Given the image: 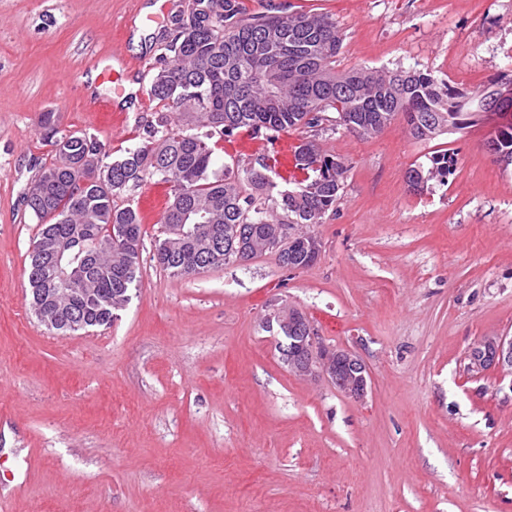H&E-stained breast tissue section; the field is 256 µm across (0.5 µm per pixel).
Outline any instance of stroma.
Returning a JSON list of instances; mask_svg holds the SVG:
<instances>
[{"mask_svg":"<svg viewBox=\"0 0 512 512\" xmlns=\"http://www.w3.org/2000/svg\"><path fill=\"white\" fill-rule=\"evenodd\" d=\"M0 0V474L5 512H512V374L467 372L471 346L512 336V169L478 125L414 140L404 116L378 136L317 140L349 166L337 212L313 231L317 262L276 253L176 278L153 258L165 186L117 198L142 218L136 288L113 324L48 332L27 291L39 226L23 192L55 160L41 113L112 156L144 145L163 38L189 0ZM332 16L337 70L414 68L473 89L512 78V0H239ZM145 73L99 112L78 85L102 56ZM279 139L239 131L220 161L271 156ZM454 152L446 182L410 192L405 173ZM299 310L330 346L360 355L365 401L282 361L262 326Z\"/></svg>","mask_w":512,"mask_h":512,"instance_id":"obj_1","label":"stroma"}]
</instances>
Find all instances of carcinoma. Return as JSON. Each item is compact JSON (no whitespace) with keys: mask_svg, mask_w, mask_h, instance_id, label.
Segmentation results:
<instances>
[{"mask_svg":"<svg viewBox=\"0 0 512 512\" xmlns=\"http://www.w3.org/2000/svg\"><path fill=\"white\" fill-rule=\"evenodd\" d=\"M193 23L166 35L149 96L163 104L147 130V143L116 159L93 135H60L55 113L38 120L56 161L27 184L24 199L43 225L29 253L28 284L35 312L49 313L55 333L86 332L118 319L137 282L143 238L137 207L114 198L147 178L170 187L164 238L153 259L175 277H190L269 251L286 224L296 237L278 253L285 268L313 265V224L335 212L349 167L323 151L316 133L339 126L370 138L402 114L419 141L453 135L480 124L493 127L484 144L495 162L512 166V79L460 90L419 70L354 67L336 71L343 37L327 14L266 13L244 16L237 0H192ZM493 109L480 104L484 94ZM180 124L173 125L171 115ZM242 129L309 133L294 153L304 178L279 187L274 163L257 157L246 165L218 164L214 146ZM455 164L444 151L431 167H410L406 183L422 193L443 181ZM194 209L207 223L189 224ZM73 244L66 262L85 268L79 284L53 277L54 245Z\"/></svg>","mask_w":512,"mask_h":512,"instance_id":"obj_1","label":"carcinoma"}]
</instances>
